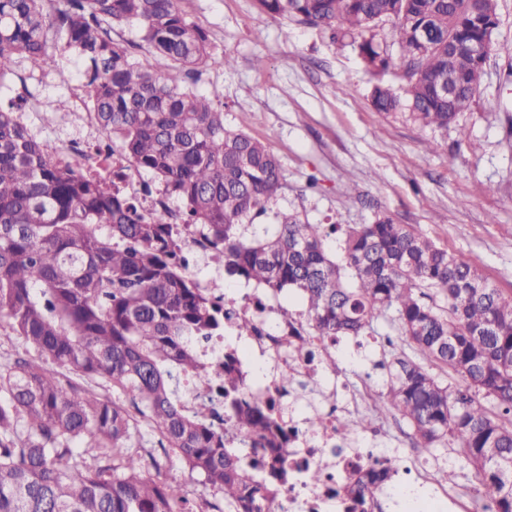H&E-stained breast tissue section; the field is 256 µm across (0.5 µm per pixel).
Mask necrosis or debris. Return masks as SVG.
<instances>
[{
    "label": "necrosis or debris",
    "mask_w": 512,
    "mask_h": 512,
    "mask_svg": "<svg viewBox=\"0 0 512 512\" xmlns=\"http://www.w3.org/2000/svg\"><path fill=\"white\" fill-rule=\"evenodd\" d=\"M72 97L87 127L86 134L61 145L47 138L42 148L48 155L67 151L89 167L94 165L95 158L88 144L98 138L95 111L82 90H74ZM171 228L182 246L180 260L184 272L209 268L210 277L200 279L199 287L234 316L253 325L245 342L236 349L233 361L234 369L243 378L242 397L263 398L280 411L313 399L319 385H326L327 392L317 406L318 420L307 424L289 419L290 432L287 440L281 441L279 452L288 461V512H335L340 492L366 471L372 450L361 442L343 444L336 434V421L350 405L345 383L337 376H326L320 366L321 357L332 350L330 343L313 337L308 352L294 354L296 328L280 319L279 295L253 287L244 289L238 297L225 296L224 267L208 244L205 231L199 225L178 220L173 221ZM312 467L322 470L324 478L320 484L306 481V472Z\"/></svg>",
    "instance_id": "obj_1"
}]
</instances>
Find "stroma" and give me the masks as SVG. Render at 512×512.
I'll list each match as a JSON object with an SVG mask.
<instances>
[{
    "label": "stroma",
    "mask_w": 512,
    "mask_h": 512,
    "mask_svg": "<svg viewBox=\"0 0 512 512\" xmlns=\"http://www.w3.org/2000/svg\"><path fill=\"white\" fill-rule=\"evenodd\" d=\"M209 34L215 56L197 84L218 94L224 123L266 142L284 187L264 216L297 212L312 224H367L386 211L417 225L441 247L475 260L512 295V0H500L498 41L468 112L448 130L384 117L355 44L283 17L255 0H182ZM76 61L60 58L44 97L56 120L38 135L65 140L77 118L65 102ZM380 346L336 347L348 384L372 369Z\"/></svg>",
    "instance_id": "35a3bbf8"
}]
</instances>
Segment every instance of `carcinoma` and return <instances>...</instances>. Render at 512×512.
I'll list each match as a JSON object with an SVG mask.
<instances>
[{"mask_svg":"<svg viewBox=\"0 0 512 512\" xmlns=\"http://www.w3.org/2000/svg\"><path fill=\"white\" fill-rule=\"evenodd\" d=\"M255 2L357 41L374 109L423 129L446 131L471 108L500 48L499 0ZM116 25L135 40L115 41ZM384 28L393 53L377 39ZM143 46L164 69L131 51ZM59 51L84 63L101 136L181 200L184 222L224 252L225 275L296 291L313 336H399V348L380 336L389 349L372 418L343 417L337 433L359 437L393 409L417 456L450 448L473 468L472 512H512V296L384 212L370 224L289 212L252 223L271 210L283 171L196 88L213 53L180 0H0V77L53 67ZM169 219L141 214L111 167L86 175L47 158L14 102L0 104V327L37 354L0 362V512H193L181 487L148 475L160 469L156 436L165 458L220 494L203 507L276 512L288 471L265 447L286 437L272 405L241 401L229 368L224 424L184 403L185 379L211 385L198 342L224 335L231 316L181 274ZM396 469V457L375 458L343 490L345 512H384Z\"/></svg>","mask_w":512,"mask_h":512,"instance_id":"carcinoma-1","label":"carcinoma"}]
</instances>
